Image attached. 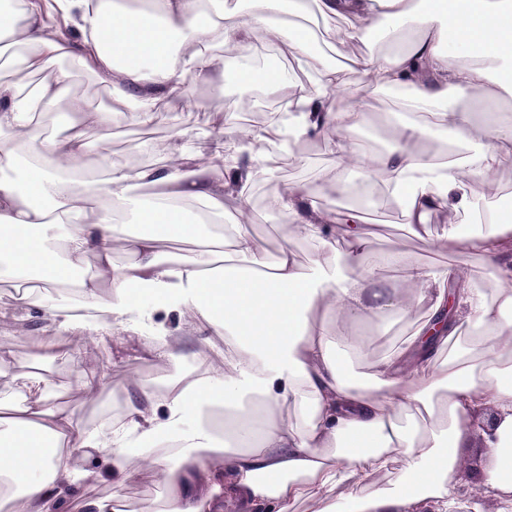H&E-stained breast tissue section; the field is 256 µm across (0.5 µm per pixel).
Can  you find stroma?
I'll list each match as a JSON object with an SVG mask.
<instances>
[{
    "label": "stroma",
    "mask_w": 512,
    "mask_h": 512,
    "mask_svg": "<svg viewBox=\"0 0 512 512\" xmlns=\"http://www.w3.org/2000/svg\"><path fill=\"white\" fill-rule=\"evenodd\" d=\"M220 101L224 104V135L238 137L246 129L265 131L269 152H277L278 127L274 113L280 112L282 103L275 94H267L265 107H257L252 92L242 90L228 80L190 81L179 97V106L160 113L151 125L148 137L134 134L136 120H128L125 132L92 131L87 136L83 156L77 160L72 173L84 179H99L104 175L106 162L137 163L161 167L167 163V150L173 130L187 132L188 147L199 154H206L208 144L216 129L211 123L206 107ZM368 118L355 133L357 142L371 152L389 148L392 139L391 125L402 123L395 114L393 97L385 91H366L359 103ZM297 162L270 167L268 173L253 182L247 192L245 205L253 216L251 226L259 248L273 256L281 247L293 246L299 258L311 261L313 252L309 245L297 241L290 225L280 223L270 208V202L291 186L320 189L336 176V155L325 139L314 138L294 145ZM368 199L378 202V209L364 229L371 234L374 249L388 250L401 247L405 256L430 266L447 264V253L435 250L433 236L439 235L450 216L433 215L429 224L430 239L418 240L408 236L401 211L389 196L385 181L374 182L368 189ZM41 296H31L29 303L0 307V339L9 342L13 357L0 364V403L19 400L30 372L36 369L34 353L43 337L56 334L53 324L43 307ZM157 322L170 332L176 358L157 356L148 339L122 334L94 336L90 344L77 347L67 345L57 357L48 359L46 368L52 374V395L60 407L71 412L75 423L86 429L100 428L110 414L124 412L134 398L137 385L144 384L161 390L170 382L187 373L193 365L198 349L193 327L184 323L178 314L158 310ZM105 380L106 387L97 398H89L85 385L91 380ZM477 438H470L461 453L470 462L468 471L457 477V497L462 512H469L472 505H480L481 512H512V505L498 497L489 487H480L479 475L483 460L475 456ZM69 466L90 471L88 482L72 486L61 502L60 512H80L85 498L111 501L121 499L125 512H137L142 500L160 499L164 488L150 463L144 459L129 461L127 478L122 484L112 481V465L107 455L94 448L68 454Z\"/></svg>",
    "instance_id": "stroma-1"
}]
</instances>
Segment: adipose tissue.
<instances>
[{"label": "adipose tissue", "mask_w": 512, "mask_h": 512, "mask_svg": "<svg viewBox=\"0 0 512 512\" xmlns=\"http://www.w3.org/2000/svg\"><path fill=\"white\" fill-rule=\"evenodd\" d=\"M311 1L337 43L383 32L392 49L344 66L312 54L300 24ZM257 37L318 73L313 88L275 72L230 75L240 86L279 94L280 132L290 143L335 131L329 194H355L353 166L369 182L387 177L411 236L426 237L435 212L479 216L472 233L446 225L436 245L448 251L447 266L403 264L400 284L386 285L381 272L402 264L399 253L374 254L360 209L325 206L319 192L301 186L271 206L313 245L314 260L300 262L288 246L263 255L250 214L226 208L265 171V138L252 131L215 140L205 160L176 134L164 167L110 163L97 181L67 174L89 130H111L130 113L151 124L159 103L175 101L177 78L224 77L215 47L240 50ZM0 40L20 48L24 70L44 77L32 96L0 82V278L17 286L38 271L43 287L53 288L95 257L98 270L79 290L91 303L109 286L105 317L79 323L69 307L48 306L60 328L90 336L117 327L150 334L161 347L167 331L155 315L162 307L205 330L200 358L208 366L161 399L142 387L123 417L97 430L48 406L44 377L31 374L30 402L0 410V497L14 502V512H59L65 488L81 480L64 459L40 454L45 439L58 437L73 449H109L116 478L130 459H150L169 494L164 506L148 500L140 512H291L303 501L315 502L316 512H424L431 502L436 512H454L460 450L482 407L497 413L498 424L483 435L491 464L481 481L512 491V212L493 206L495 175L512 157V117L495 108L512 98V0H12L0 7ZM64 60L111 86L123 109L89 107L57 74ZM351 71L361 83H350ZM394 88L399 110L419 124L394 135L384 154L353 151L366 114L335 106L332 93L357 101L367 90ZM452 93L480 95V112L449 106ZM62 99L76 118L73 131L43 135L34 114ZM440 130L465 153L444 160L423 150ZM149 186L159 192L147 201L142 191ZM98 196L106 207L91 209ZM188 201L204 205L192 222L184 217ZM121 214L153 232L125 236ZM63 224L73 230L61 236ZM336 224L346 225L343 238L334 237ZM208 225L230 247L218 275L207 273L219 259L209 247L189 256L159 248ZM120 239L133 259L117 266L112 246ZM473 254L483 259L477 277L460 272ZM390 313L410 320L413 331L374 363L370 384L360 385L348 363L366 339L353 325ZM218 336L223 345L215 344ZM252 396L258 404L249 411L243 403ZM215 398L233 413L224 422L231 440L225 448L200 422ZM286 401L296 421L280 418ZM160 439L173 443L174 456H153ZM375 473L389 475L388 485L368 484Z\"/></svg>", "instance_id": "1"}]
</instances>
